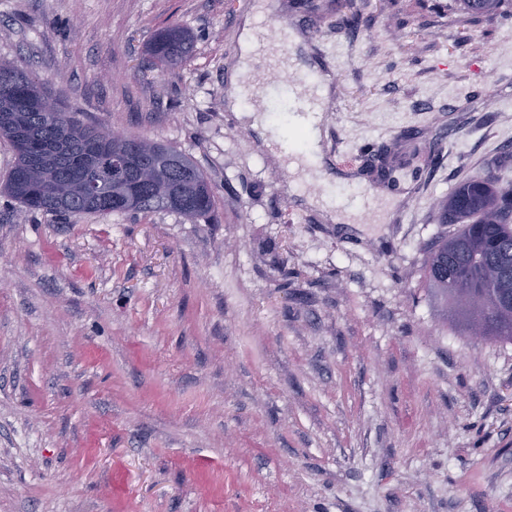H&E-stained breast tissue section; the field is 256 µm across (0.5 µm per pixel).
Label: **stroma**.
Here are the masks:
<instances>
[{"mask_svg":"<svg viewBox=\"0 0 512 512\" xmlns=\"http://www.w3.org/2000/svg\"><path fill=\"white\" fill-rule=\"evenodd\" d=\"M257 0H0V63L64 109L189 156L209 222L33 211L0 192V512H512V343L425 287L436 206L512 181V5L274 0L330 79L324 175L224 106ZM179 24L182 65L145 47ZM269 134L289 81L265 61ZM448 135L446 151L430 143ZM345 153L349 166L339 165ZM375 199L359 229L325 221ZM264 144L267 148L271 149L273 155L281 159V161L288 167V170L292 175L296 176L297 178L308 176L309 172H307L305 169L307 166L312 164L313 160V158H311L309 155H306L304 159H301L298 156H293L290 161H287V154L279 149H276L272 141L265 140Z\"/></svg>","mask_w":512,"mask_h":512,"instance_id":"1","label":"stroma"}]
</instances>
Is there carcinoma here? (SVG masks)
Instances as JSON below:
<instances>
[{
	"label": "carcinoma",
	"mask_w": 512,
	"mask_h": 512,
	"mask_svg": "<svg viewBox=\"0 0 512 512\" xmlns=\"http://www.w3.org/2000/svg\"><path fill=\"white\" fill-rule=\"evenodd\" d=\"M506 0H460L474 14L496 13ZM192 35L170 26L149 46L157 68L186 61ZM45 88L23 69L0 65V138L7 140L15 162L4 191L31 210L77 218L83 214L124 213L114 204L130 198L137 213L173 212L192 222L207 221L215 207L208 178L178 150L138 135L112 134L85 124L77 113L57 108ZM121 162L132 171L107 181L103 172ZM101 181L99 198L90 203L82 188ZM439 223L456 224L449 236L426 249L425 280L431 297L456 308L465 318L463 331L487 341L512 342V182L479 172L458 183L442 201Z\"/></svg>",
	"instance_id": "obj_1"
}]
</instances>
